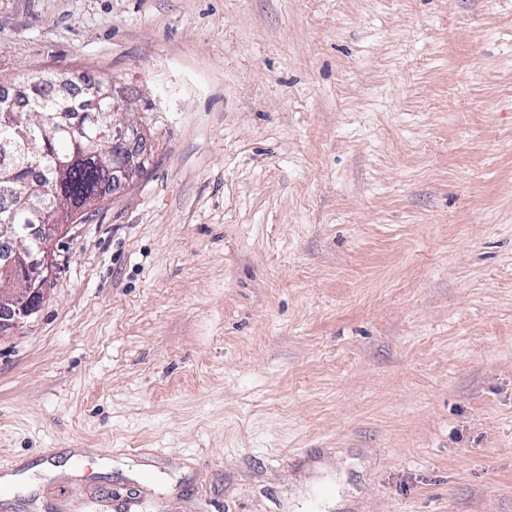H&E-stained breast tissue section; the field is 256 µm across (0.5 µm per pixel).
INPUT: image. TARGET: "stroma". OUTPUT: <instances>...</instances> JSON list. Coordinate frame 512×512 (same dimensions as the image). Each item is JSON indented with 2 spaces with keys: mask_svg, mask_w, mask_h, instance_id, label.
<instances>
[{
  "mask_svg": "<svg viewBox=\"0 0 512 512\" xmlns=\"http://www.w3.org/2000/svg\"><path fill=\"white\" fill-rule=\"evenodd\" d=\"M154 125L0 336V512H512V0H0V85Z\"/></svg>",
  "mask_w": 512,
  "mask_h": 512,
  "instance_id": "1",
  "label": "stroma"
}]
</instances>
